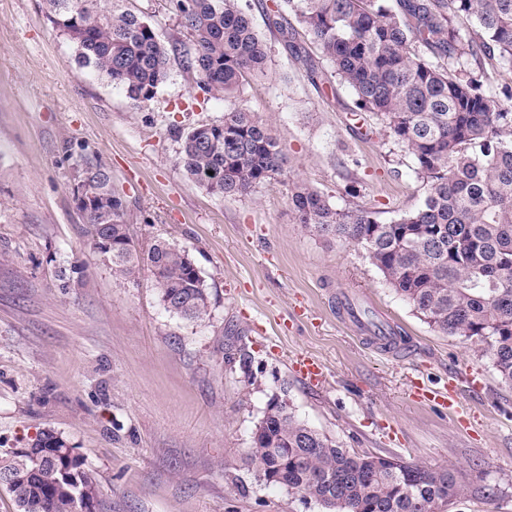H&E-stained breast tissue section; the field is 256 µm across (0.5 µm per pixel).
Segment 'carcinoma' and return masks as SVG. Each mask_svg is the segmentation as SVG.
I'll return each instance as SVG.
<instances>
[{
	"label": "carcinoma",
	"mask_w": 512,
	"mask_h": 512,
	"mask_svg": "<svg viewBox=\"0 0 512 512\" xmlns=\"http://www.w3.org/2000/svg\"><path fill=\"white\" fill-rule=\"evenodd\" d=\"M50 19L76 50V61L136 102L152 100L171 62L194 73L215 98L240 94L245 78L266 69L268 51L240 0H169L188 41L163 42L150 20L124 0H46ZM320 53L293 46L313 82L336 80L355 94L354 116L414 159L422 204L383 223L360 205L339 209L307 183L288 185L297 223L343 244L361 247L372 266L434 330L480 345L502 381L512 385V110L472 76L483 57L512 73V0H278ZM434 51L424 57L419 47ZM180 164L213 195L246 196L284 172L286 157L269 123L253 113H224L219 124L186 132ZM83 207L93 252L114 276L136 282L151 273L164 309L198 321L210 315V293L188 254L165 239L145 252L133 246L121 199L101 162L79 156ZM262 434L248 456L271 485L331 512H435L436 500L467 497L453 466L432 468L357 452L300 420L289 406H267ZM17 512H75L81 495L94 509V474L68 452L59 433L45 430L29 448L0 456V471Z\"/></svg>",
	"instance_id": "obj_1"
}]
</instances>
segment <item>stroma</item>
Segmentation results:
<instances>
[{
    "mask_svg": "<svg viewBox=\"0 0 512 512\" xmlns=\"http://www.w3.org/2000/svg\"><path fill=\"white\" fill-rule=\"evenodd\" d=\"M247 2L268 63L240 96H204L175 66L138 104L77 64L45 0H0V455L60 433L97 479L99 512H322L258 482L247 454L282 390L344 447L455 466L470 492L449 512H512V386L473 341L421 321L360 247L292 214L288 184L302 180L336 207L396 219L423 199L411 156L363 135L349 87L308 80L282 36L293 16ZM238 109L272 126L287 163L251 195L219 197L185 176L170 130ZM68 146L107 168L141 249L160 236L188 252L211 293L207 319L167 312L149 272L122 281L95 258ZM74 265L82 284L61 294ZM342 295L409 352L367 345L344 324ZM301 353L323 365L319 386L293 372ZM466 371L482 386L458 384V416L410 395L411 380L441 388Z\"/></svg>",
    "mask_w": 512,
    "mask_h": 512,
    "instance_id": "1",
    "label": "stroma"
}]
</instances>
